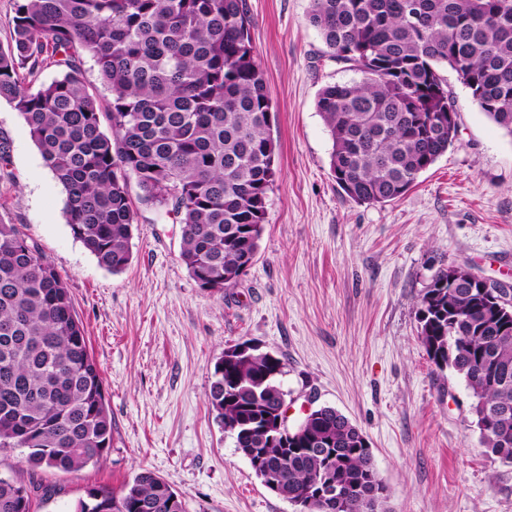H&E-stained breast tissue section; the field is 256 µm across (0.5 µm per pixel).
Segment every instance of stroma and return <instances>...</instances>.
I'll return each mask as SVG.
<instances>
[{"label":"stroma","mask_w":512,"mask_h":512,"mask_svg":"<svg viewBox=\"0 0 512 512\" xmlns=\"http://www.w3.org/2000/svg\"><path fill=\"white\" fill-rule=\"evenodd\" d=\"M257 59L276 112L280 174L248 274L223 294L198 288L179 262L174 217L141 222L122 273L76 240L64 194L23 119L0 102L12 179L0 216L23 225L65 279L112 413L103 461L60 478L33 512H74L88 488H120L149 469L186 512H293L225 436L208 405L216 361L252 342L276 354L297 421L308 401L334 407L366 435L388 512H512V464L483 447L460 378L439 371L418 338L417 305L452 263L512 284V137L449 77L458 135L399 201L344 197L316 96L353 71L325 57L309 0H247Z\"/></svg>","instance_id":"35a3bbf8"}]
</instances>
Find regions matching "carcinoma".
Segmentation results:
<instances>
[{"mask_svg": "<svg viewBox=\"0 0 512 512\" xmlns=\"http://www.w3.org/2000/svg\"><path fill=\"white\" fill-rule=\"evenodd\" d=\"M308 24L330 59L359 78L323 85L317 112L332 140L330 170L351 200L404 197L452 145L458 113L451 70L512 137V0H310ZM93 61L111 94L86 79ZM56 76L36 83L44 67ZM18 112L65 192L73 236L114 274L132 260L140 210L181 224L179 259L199 288L222 294L254 263L278 175L274 104L246 0H14L0 47V100ZM11 143L0 136V178ZM138 203H133L132 187ZM481 289L448 268L417 308L435 365L460 376L482 445L512 464V333ZM509 323L512 324V315ZM224 349L208 401L235 448L255 452L278 497L309 501L323 479L344 496L336 512H385L387 494L364 433L333 407L294 440L267 414L285 392L283 363L256 347ZM112 416L63 277L39 246L0 217V448H22L40 471L77 474L101 461ZM53 484L0 476V512H31ZM75 512H185L180 495L142 469L120 489L91 487Z\"/></svg>", "mask_w": 512, "mask_h": 512, "instance_id": "carcinoma-1", "label": "carcinoma"}]
</instances>
